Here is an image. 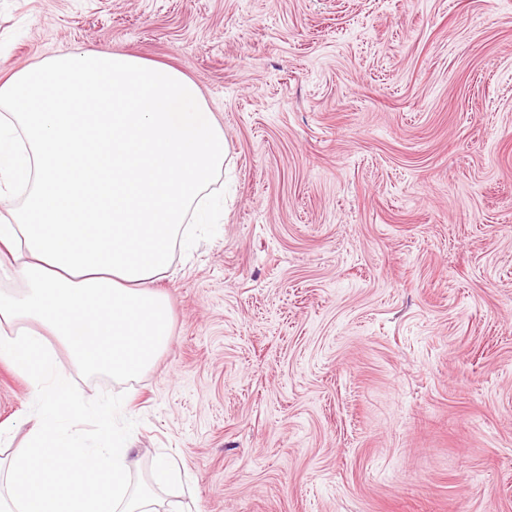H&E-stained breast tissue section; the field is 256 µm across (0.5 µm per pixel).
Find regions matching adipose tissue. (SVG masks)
I'll return each instance as SVG.
<instances>
[{
  "instance_id": "adipose-tissue-1",
  "label": "adipose tissue",
  "mask_w": 512,
  "mask_h": 512,
  "mask_svg": "<svg viewBox=\"0 0 512 512\" xmlns=\"http://www.w3.org/2000/svg\"><path fill=\"white\" fill-rule=\"evenodd\" d=\"M0 362L39 410L0 463V512H159L113 410L76 407L67 365L132 380L168 348L172 314L154 290L177 240L213 207L201 192L228 154L224 131L180 71L109 50L68 51L0 80ZM98 419V446L74 427Z\"/></svg>"
}]
</instances>
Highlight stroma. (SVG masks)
<instances>
[{
  "mask_svg": "<svg viewBox=\"0 0 512 512\" xmlns=\"http://www.w3.org/2000/svg\"><path fill=\"white\" fill-rule=\"evenodd\" d=\"M173 66L226 209L155 289L171 343L114 406L184 512H512V0H0V77ZM38 404L0 364V436Z\"/></svg>",
  "mask_w": 512,
  "mask_h": 512,
  "instance_id": "stroma-1",
  "label": "stroma"
}]
</instances>
